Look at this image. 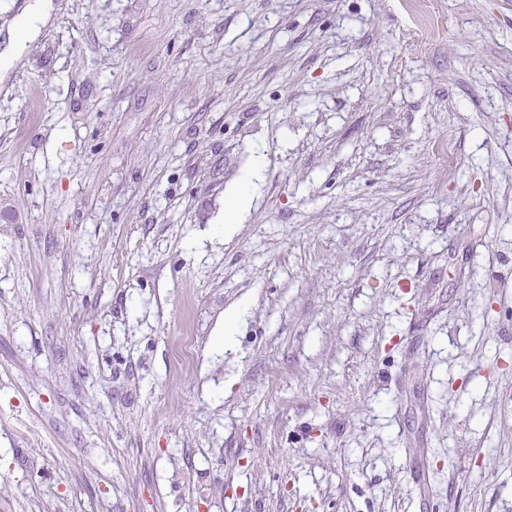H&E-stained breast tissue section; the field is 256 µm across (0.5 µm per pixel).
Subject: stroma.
<instances>
[{
	"label": "stroma",
	"mask_w": 512,
	"mask_h": 512,
	"mask_svg": "<svg viewBox=\"0 0 512 512\" xmlns=\"http://www.w3.org/2000/svg\"><path fill=\"white\" fill-rule=\"evenodd\" d=\"M55 2L0 79V512H512V0L425 42L408 0ZM264 179V163L261 156L251 159L239 180L225 195L224 210L215 219L210 234V243L223 242L232 237L242 224L252 199ZM247 311V305H243L229 312L228 315L224 318V327L221 331V334H219L221 337L217 342L219 348L224 349V347L229 346L233 342L237 328L246 317Z\"/></svg>",
	"instance_id": "35a3bbf8"
}]
</instances>
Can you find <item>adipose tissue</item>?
<instances>
[{
  "instance_id": "adipose-tissue-1",
  "label": "adipose tissue",
  "mask_w": 512,
  "mask_h": 512,
  "mask_svg": "<svg viewBox=\"0 0 512 512\" xmlns=\"http://www.w3.org/2000/svg\"><path fill=\"white\" fill-rule=\"evenodd\" d=\"M55 10L54 0H29L20 28L9 32L7 46L0 52V67L9 68L21 57L25 42L40 34L42 28L53 17ZM263 179V160L258 156L253 157L239 180L225 195L224 210L212 225L211 242L224 241L238 231Z\"/></svg>"
}]
</instances>
